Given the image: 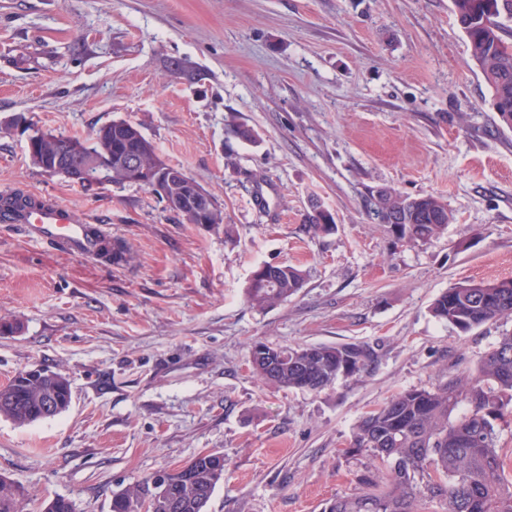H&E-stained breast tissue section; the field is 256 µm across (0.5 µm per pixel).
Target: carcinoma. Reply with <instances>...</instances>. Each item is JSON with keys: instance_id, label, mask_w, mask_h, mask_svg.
Wrapping results in <instances>:
<instances>
[{"instance_id": "1", "label": "carcinoma", "mask_w": 512, "mask_h": 512, "mask_svg": "<svg viewBox=\"0 0 512 512\" xmlns=\"http://www.w3.org/2000/svg\"><path fill=\"white\" fill-rule=\"evenodd\" d=\"M453 12L470 46L468 65L477 70L493 95L501 125L512 129V32L504 20L512 18V0H452ZM225 137L252 142L254 131L230 121ZM58 141L42 137L29 153L41 167L42 157L54 152ZM140 153L141 169L153 176L166 168L156 145L138 126L114 120L101 139L90 138L84 157L106 167L112 183L129 182L125 158ZM372 215L380 224L397 219L396 238L419 243L438 237L454 221L441 198L409 197L394 190L377 191ZM315 231L334 228L331 213L316 205L304 214ZM92 236L96 254L119 265L130 257L119 242L101 233ZM303 272L288 265L264 263L255 268L246 287L248 302L257 308L273 307L303 288ZM435 318L466 333L505 316H512V279L464 281L438 295L432 305ZM250 365L265 384L285 389L318 392L341 376L371 370L374 350L364 344L297 345L271 347L255 342ZM71 387L59 373L24 383L11 380L0 388V416L18 425L44 418L46 401L58 412L71 403ZM467 404L466 412L457 408ZM512 333L500 336L479 362L476 373L428 389L402 390L367 412L356 425L350 447L367 452L377 462L360 478L362 492L338 497L328 512H424L427 502H437L444 512H512V482L504 477L505 461L494 421L512 411ZM224 454H198L187 476L178 469L166 474L170 497L154 504L153 512H205L217 485L224 480ZM141 484L115 494L112 512H131ZM24 489L0 476V512H19Z\"/></svg>"}]
</instances>
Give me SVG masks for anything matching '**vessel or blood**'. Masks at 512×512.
<instances>
[{"mask_svg":"<svg viewBox=\"0 0 512 512\" xmlns=\"http://www.w3.org/2000/svg\"><path fill=\"white\" fill-rule=\"evenodd\" d=\"M27 199L23 206L0 205V222L22 225L30 238L55 243L69 252L93 253L88 223L72 208L33 192Z\"/></svg>","mask_w":512,"mask_h":512,"instance_id":"b4317fda","label":"vessel or blood"}]
</instances>
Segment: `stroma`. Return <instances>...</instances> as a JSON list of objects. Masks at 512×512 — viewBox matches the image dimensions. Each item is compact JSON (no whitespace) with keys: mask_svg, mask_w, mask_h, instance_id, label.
I'll return each instance as SVG.
<instances>
[{"mask_svg":"<svg viewBox=\"0 0 512 512\" xmlns=\"http://www.w3.org/2000/svg\"><path fill=\"white\" fill-rule=\"evenodd\" d=\"M468 59L451 0H0V191L50 196L132 253L115 265L0 223V320L22 325L0 336V386L41 366L72 393L40 422L0 417V475L25 488L21 512L57 496L110 512L115 492L206 451L226 461L206 512H325L361 492L360 418L474 373L512 333V317L462 333L430 312L456 283L512 278V131ZM116 119L223 223L29 160L28 127L89 138ZM233 119L256 142L226 141ZM385 188L438 196L455 219L399 243L368 213ZM314 199L334 230L304 224ZM263 263L298 267L303 287L252 307L244 287ZM256 341L363 343L377 363L319 392L278 389L248 366Z\"/></svg>","mask_w":512,"mask_h":512,"instance_id":"stroma-1","label":"stroma"}]
</instances>
